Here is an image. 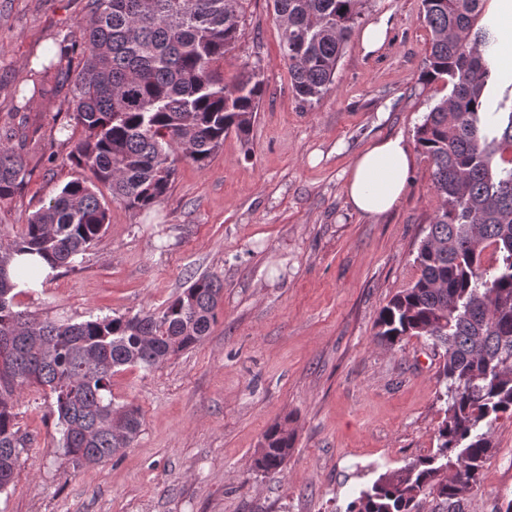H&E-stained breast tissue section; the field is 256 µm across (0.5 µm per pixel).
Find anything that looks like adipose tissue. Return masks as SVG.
<instances>
[{"instance_id": "1", "label": "adipose tissue", "mask_w": 512, "mask_h": 512, "mask_svg": "<svg viewBox=\"0 0 512 512\" xmlns=\"http://www.w3.org/2000/svg\"><path fill=\"white\" fill-rule=\"evenodd\" d=\"M411 163L410 150L402 138L376 141L354 158L345 182V193L362 214H385L399 201Z\"/></svg>"}]
</instances>
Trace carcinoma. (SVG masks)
Listing matches in <instances>:
<instances>
[{
	"label": "carcinoma",
	"instance_id": "cac0c4a2",
	"mask_svg": "<svg viewBox=\"0 0 512 512\" xmlns=\"http://www.w3.org/2000/svg\"><path fill=\"white\" fill-rule=\"evenodd\" d=\"M239 0H90L91 16L59 43L81 54L64 74L82 137L70 153L86 176L67 182L23 230L0 243V492L14 480L24 439L16 406L31 385L50 391L59 449L99 464L141 431L140 409L114 406L112 376L152 368L199 344L218 317L223 282L197 278L157 315L104 316L80 323L39 321L15 309L14 256L37 254L52 268L76 269L104 233L102 184L131 210L152 207L177 174V152L206 166L230 132L248 134L263 95L255 72L224 84V53L238 40ZM362 0H272L282 60L301 102L334 83ZM484 0H422L431 32L425 84L448 87L416 128L432 164L440 205L417 249L420 275L380 312L375 337L393 345L423 336L441 350L446 383L436 450L388 471L360 490L346 512H418L419 497L454 504L481 481L495 452L492 426L512 419V97L488 111L487 88L505 78L497 24ZM0 128V203L29 174ZM276 424L253 468L282 470L292 435Z\"/></svg>",
	"mask_w": 512,
	"mask_h": 512
}]
</instances>
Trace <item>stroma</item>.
Here are the masks:
<instances>
[{
  "mask_svg": "<svg viewBox=\"0 0 512 512\" xmlns=\"http://www.w3.org/2000/svg\"><path fill=\"white\" fill-rule=\"evenodd\" d=\"M422 14V0H363L359 25L387 16L386 44L367 55L351 34L332 89L303 104L271 0H241L224 78L254 69L264 82L247 137L229 134L206 167L179 160L149 209L99 188L109 222L82 264L15 299L33 317L79 323L160 312L213 275L224 283L218 322L194 348L113 376V401L139 407L142 427L105 463L58 451L49 395L25 389V447L0 512H344L381 473L435 450L445 404L431 340L375 337L381 310L419 275L417 248L439 206L431 164L415 151L399 203L381 216L361 215L344 192L360 151L387 136L413 147L448 93L419 80L430 38ZM89 17V0H0V127L24 118L41 140L23 149L24 187L0 204V240L78 175L70 89L28 102L18 90ZM282 422L294 434L283 470L255 471L265 431ZM492 434L480 490L453 508L423 496L419 512H501L512 499V420Z\"/></svg>",
  "mask_w": 512,
  "mask_h": 512,
  "instance_id": "stroma-1",
  "label": "stroma"
}]
</instances>
